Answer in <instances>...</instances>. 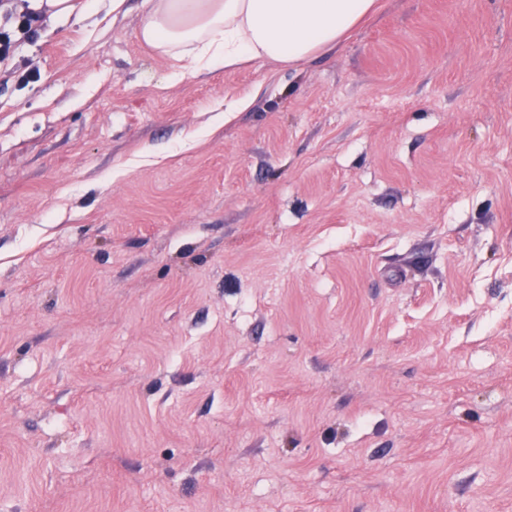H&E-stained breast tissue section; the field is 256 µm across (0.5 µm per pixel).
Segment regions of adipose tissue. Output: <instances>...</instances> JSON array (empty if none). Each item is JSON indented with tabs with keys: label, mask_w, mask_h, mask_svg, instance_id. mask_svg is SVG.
Segmentation results:
<instances>
[{
	"label": "adipose tissue",
	"mask_w": 512,
	"mask_h": 512,
	"mask_svg": "<svg viewBox=\"0 0 512 512\" xmlns=\"http://www.w3.org/2000/svg\"><path fill=\"white\" fill-rule=\"evenodd\" d=\"M140 42L199 76L253 60L298 66L336 49L378 0H143Z\"/></svg>",
	"instance_id": "adipose-tissue-1"
}]
</instances>
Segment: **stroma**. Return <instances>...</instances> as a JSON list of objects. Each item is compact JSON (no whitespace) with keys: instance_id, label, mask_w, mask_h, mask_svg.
I'll list each match as a JSON object with an SVG mask.
<instances>
[{"instance_id":"obj_1","label":"stroma","mask_w":512,"mask_h":512,"mask_svg":"<svg viewBox=\"0 0 512 512\" xmlns=\"http://www.w3.org/2000/svg\"><path fill=\"white\" fill-rule=\"evenodd\" d=\"M381 3L296 67L173 78L141 0L0 63V512H512V0Z\"/></svg>"}]
</instances>
